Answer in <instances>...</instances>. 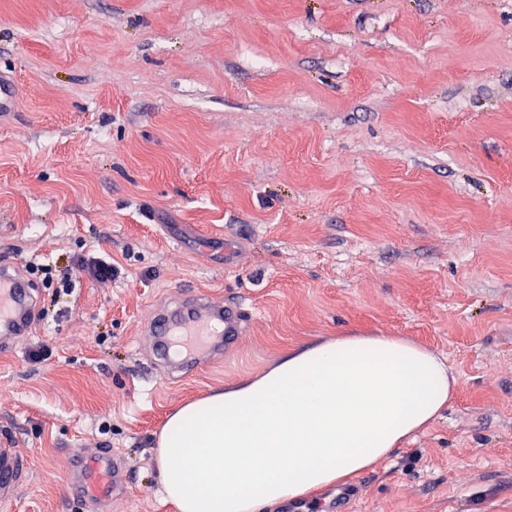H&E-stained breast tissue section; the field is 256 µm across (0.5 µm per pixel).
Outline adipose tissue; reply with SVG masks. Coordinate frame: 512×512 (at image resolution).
Instances as JSON below:
<instances>
[{
	"label": "adipose tissue",
	"mask_w": 512,
	"mask_h": 512,
	"mask_svg": "<svg viewBox=\"0 0 512 512\" xmlns=\"http://www.w3.org/2000/svg\"><path fill=\"white\" fill-rule=\"evenodd\" d=\"M456 387L398 336H336L174 409L154 449L177 512H260L342 484L426 430Z\"/></svg>",
	"instance_id": "1"
}]
</instances>
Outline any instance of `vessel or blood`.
I'll list each match as a JSON object with an SVG mask.
<instances>
[{"label":"vessel or blood","instance_id":"b4317fda","mask_svg":"<svg viewBox=\"0 0 512 512\" xmlns=\"http://www.w3.org/2000/svg\"><path fill=\"white\" fill-rule=\"evenodd\" d=\"M32 301L25 280L0 276V337L14 339L28 334ZM249 314L241 304L226 303L196 291L182 293L179 301L158 307L150 331L158 358H167L178 349V366L191 370L202 359L223 347L235 344L242 336ZM75 482L67 491H79L86 499L99 502L123 486L124 467L111 452L70 451ZM29 470L27 458L9 445L0 446V503L10 501Z\"/></svg>","mask_w":512,"mask_h":512}]
</instances>
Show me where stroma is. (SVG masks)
Here are the masks:
<instances>
[{"label": "stroma", "mask_w": 512, "mask_h": 512, "mask_svg": "<svg viewBox=\"0 0 512 512\" xmlns=\"http://www.w3.org/2000/svg\"><path fill=\"white\" fill-rule=\"evenodd\" d=\"M0 76V263L72 285L34 279L0 352V441L30 466L4 512H175L168 413L343 333L458 381L352 512H512V0H0ZM187 288L250 318L184 376L148 323ZM77 446L124 491L66 496ZM81 263L84 265L89 278L94 281H106L118 277V274H120L118 267L100 257L83 258Z\"/></svg>", "instance_id": "35a3bbf8"}]
</instances>
